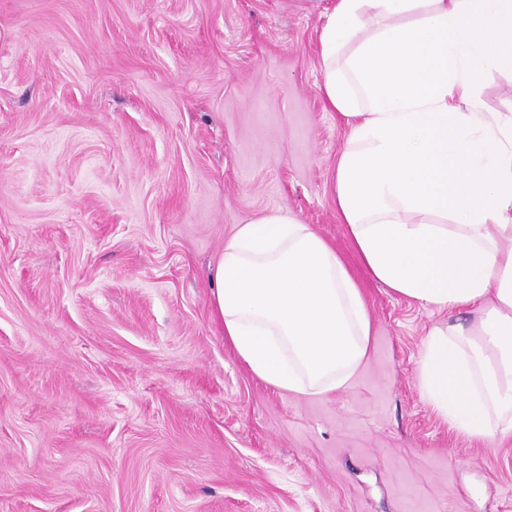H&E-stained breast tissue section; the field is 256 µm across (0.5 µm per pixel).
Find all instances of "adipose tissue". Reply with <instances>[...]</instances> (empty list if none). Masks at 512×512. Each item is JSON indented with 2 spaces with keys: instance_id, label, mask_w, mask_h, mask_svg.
Instances as JSON below:
<instances>
[{
  "instance_id": "1",
  "label": "adipose tissue",
  "mask_w": 512,
  "mask_h": 512,
  "mask_svg": "<svg viewBox=\"0 0 512 512\" xmlns=\"http://www.w3.org/2000/svg\"><path fill=\"white\" fill-rule=\"evenodd\" d=\"M318 40L329 108L349 128L333 193L378 283L451 314L418 366L423 395L468 438L512 435V114L487 117L482 74L512 71V0H335ZM213 315L280 391L351 386L373 324L335 246L282 211L238 225Z\"/></svg>"
}]
</instances>
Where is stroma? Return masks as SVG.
Here are the masks:
<instances>
[{"mask_svg":"<svg viewBox=\"0 0 512 512\" xmlns=\"http://www.w3.org/2000/svg\"><path fill=\"white\" fill-rule=\"evenodd\" d=\"M330 0H0V512H512V437L423 396L447 321L361 267L331 191ZM512 113V75L478 82ZM288 212L365 293L325 396L255 377L214 320L237 225Z\"/></svg>","mask_w":512,"mask_h":512,"instance_id":"obj_1","label":"stroma"}]
</instances>
